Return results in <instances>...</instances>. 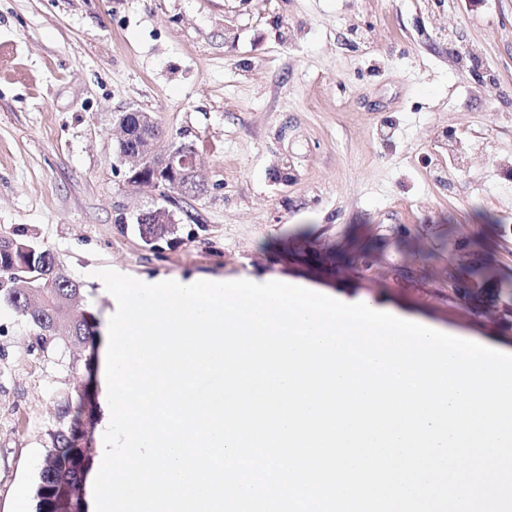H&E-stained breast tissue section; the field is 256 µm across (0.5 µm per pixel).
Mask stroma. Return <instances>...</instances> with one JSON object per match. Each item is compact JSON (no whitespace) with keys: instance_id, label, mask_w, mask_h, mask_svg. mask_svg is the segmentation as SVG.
I'll use <instances>...</instances> for the list:
<instances>
[{"instance_id":"1","label":"stroma","mask_w":512,"mask_h":512,"mask_svg":"<svg viewBox=\"0 0 512 512\" xmlns=\"http://www.w3.org/2000/svg\"><path fill=\"white\" fill-rule=\"evenodd\" d=\"M193 145L204 192L127 181L117 117ZM167 207L145 244L135 215ZM86 272L275 278L512 354V0H0V234ZM469 284V298L456 288ZM0 304V512L32 498L76 377ZM154 214H160L167 222H174L172 214H170V212L165 208H156L139 212L136 215L135 220L136 224H138L140 236L146 244H152L155 241L164 238L170 233H173L175 229L174 224H166L159 219H155L149 222V224H144Z\"/></svg>"}]
</instances>
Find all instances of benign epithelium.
Masks as SVG:
<instances>
[{"instance_id":"obj_1","label":"benign epithelium","mask_w":512,"mask_h":512,"mask_svg":"<svg viewBox=\"0 0 512 512\" xmlns=\"http://www.w3.org/2000/svg\"><path fill=\"white\" fill-rule=\"evenodd\" d=\"M122 141L127 145L122 156L133 162L128 182L135 188L160 189L168 195L194 193L189 180L198 174L196 149L184 144L156 156L158 128L147 112L131 109L118 117Z\"/></svg>"}]
</instances>
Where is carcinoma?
Listing matches in <instances>:
<instances>
[{"instance_id":"1","label":"carcinoma","mask_w":512,"mask_h":512,"mask_svg":"<svg viewBox=\"0 0 512 512\" xmlns=\"http://www.w3.org/2000/svg\"><path fill=\"white\" fill-rule=\"evenodd\" d=\"M174 229L175 225L159 219L138 225L147 244ZM77 285L52 250L37 243L26 228L0 236V301L13 307L37 330L41 348L55 344L63 336L78 347L94 340L93 315L71 312ZM88 411L90 404L83 392L62 406L59 427L52 433V448L38 473L36 512H85L82 484L91 448L82 445L76 431Z\"/></svg>"}]
</instances>
